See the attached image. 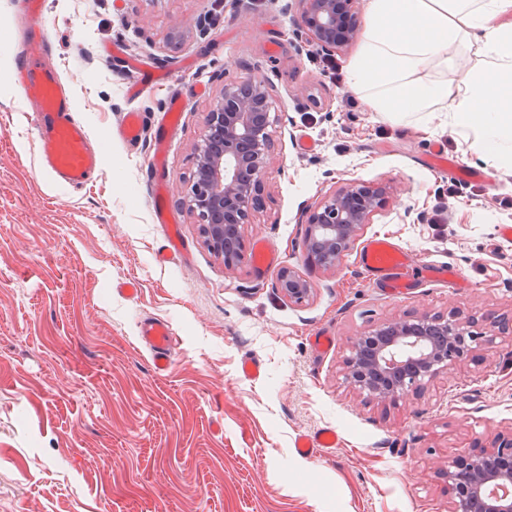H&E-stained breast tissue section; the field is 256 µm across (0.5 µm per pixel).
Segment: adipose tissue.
Segmentation results:
<instances>
[{
	"label": "adipose tissue",
	"instance_id": "obj_1",
	"mask_svg": "<svg viewBox=\"0 0 512 512\" xmlns=\"http://www.w3.org/2000/svg\"><path fill=\"white\" fill-rule=\"evenodd\" d=\"M347 87L397 121L444 112L494 163L512 160V0H367Z\"/></svg>",
	"mask_w": 512,
	"mask_h": 512
}]
</instances>
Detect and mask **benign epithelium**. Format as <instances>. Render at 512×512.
Instances as JSON below:
<instances>
[{
  "instance_id": "1",
  "label": "benign epithelium",
  "mask_w": 512,
  "mask_h": 512,
  "mask_svg": "<svg viewBox=\"0 0 512 512\" xmlns=\"http://www.w3.org/2000/svg\"><path fill=\"white\" fill-rule=\"evenodd\" d=\"M297 2L296 24L306 42L334 51L360 36L359 0ZM270 110L265 82L247 80L226 87L206 113L196 144L198 171L188 210L227 266L244 259L237 232L248 220L253 195L269 164ZM383 194L381 188L348 181L309 209L307 238H318L325 246L309 263L336 269L382 207ZM277 288L297 304L312 292L309 281L290 267L280 272ZM496 339L493 324L478 331L473 321L427 314L411 322L389 321L353 343L346 380L381 402L392 401L407 386L472 360L479 347H490ZM440 474L448 483L449 512H512V431L498 434L487 448L448 459Z\"/></svg>"
}]
</instances>
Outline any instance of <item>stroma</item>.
<instances>
[{
    "mask_svg": "<svg viewBox=\"0 0 512 512\" xmlns=\"http://www.w3.org/2000/svg\"><path fill=\"white\" fill-rule=\"evenodd\" d=\"M0 0V512H448L439 473L448 458L512 430V335L419 392L381 403L344 377L352 341L422 313L498 317L512 327V170L490 166L452 135L445 113L394 123L322 72L302 41L296 0H49L41 23L103 167L67 191L39 167L32 109L6 77L29 20ZM179 38H172V31ZM119 45L108 59L103 46ZM172 73L136 100L125 60ZM269 82L272 161L261 176L243 248L265 240L268 269L225 267L183 200L206 112L242 80ZM188 105L169 147L168 202L182 262L159 263L165 231L152 221V141L113 135L122 112L163 116ZM315 151L297 147L301 136ZM482 171L487 189L452 201L431 223L450 174L422 165L431 144ZM386 189L362 236H388L412 256L409 294L389 297L361 271L357 250L323 271L306 262V211L344 182ZM453 265L462 288L428 281L426 263ZM312 283L283 298L279 272ZM134 280L135 296L117 285ZM158 317L179 343L155 374L137 337ZM334 344L315 352L310 336ZM258 359V379L241 376ZM329 426L340 443L313 457L298 434ZM277 288L282 296L290 302H306L312 292L309 281L293 268H284L277 278Z\"/></svg>",
    "mask_w": 512,
    "mask_h": 512,
    "instance_id": "stroma-1",
    "label": "stroma"
}]
</instances>
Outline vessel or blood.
<instances>
[{"label": "vessel or blood", "mask_w": 512, "mask_h": 512, "mask_svg": "<svg viewBox=\"0 0 512 512\" xmlns=\"http://www.w3.org/2000/svg\"><path fill=\"white\" fill-rule=\"evenodd\" d=\"M24 49L15 55L8 71V79L23 99L36 102L39 118L34 132L38 142L39 160L43 169L62 185L78 190L91 182L102 169V155L94 148L90 134L77 117L72 93L62 82L59 72L49 65L52 54L50 43L36 27L24 31ZM133 80L126 87L131 96L141 95L154 86L157 75L154 68L140 63L129 66ZM184 103L172 98L163 122L149 127L147 116L142 112L128 111L121 115L114 129L119 139L135 144L143 135H150L153 154L154 177L148 183L149 201L154 223L166 229V244L159 253L160 262L168 263L185 258L184 247L173 223V212L167 205L166 166L168 146L176 129V117ZM430 164L454 178L473 183H483L481 171L462 163L449 155L440 145H431L428 150ZM361 264L390 295L408 293L411 286L409 272L412 268L407 251L399 248L389 237L375 236L361 250ZM140 343L151 354L156 373H166L171 364V355L178 338L167 321L149 317L142 321L138 330ZM338 435L334 428L323 427L314 433L298 435L294 447L297 453L311 456L336 448Z\"/></svg>", "instance_id": "1"}]
</instances>
